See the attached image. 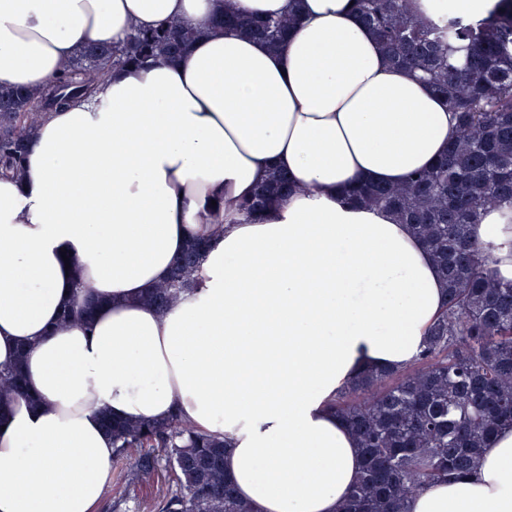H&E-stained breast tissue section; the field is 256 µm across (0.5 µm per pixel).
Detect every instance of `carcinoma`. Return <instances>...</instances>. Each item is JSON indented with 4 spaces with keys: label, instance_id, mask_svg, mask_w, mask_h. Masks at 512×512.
<instances>
[{
    "label": "carcinoma",
    "instance_id": "carcinoma-1",
    "mask_svg": "<svg viewBox=\"0 0 512 512\" xmlns=\"http://www.w3.org/2000/svg\"><path fill=\"white\" fill-rule=\"evenodd\" d=\"M359 17L389 61L419 73L455 115L448 150L417 178L400 185H362L351 199L393 212L428 247L447 285L446 310L409 367L360 374L334 404L363 458L341 512H405L425 483L462 477L477 466L491 437L512 428V280L489 269L471 227L490 208H512V0H495L479 17L433 0H356ZM296 17L255 20L231 14L218 25L279 48ZM199 36L180 23L135 29L120 46L91 43L40 95L0 87V171L24 177V159L44 114L90 98L114 67L174 60ZM291 190L272 172L246 216L273 194ZM203 261L193 240L170 278L147 300L163 310L191 290ZM22 389L20 366H0V399ZM125 477L139 482L158 456L176 489L156 512H254L224 475V439L198 433L182 417L144 424L104 418ZM131 448H145L137 458Z\"/></svg>",
    "mask_w": 512,
    "mask_h": 512
}]
</instances>
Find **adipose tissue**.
Returning <instances> with one entry per match:
<instances>
[{
	"instance_id": "adipose-tissue-1",
	"label": "adipose tissue",
	"mask_w": 512,
	"mask_h": 512,
	"mask_svg": "<svg viewBox=\"0 0 512 512\" xmlns=\"http://www.w3.org/2000/svg\"><path fill=\"white\" fill-rule=\"evenodd\" d=\"M292 9L276 51L213 28ZM172 19L201 32L179 59L109 71L91 101L45 114L24 180L0 174V364L23 376L0 410V512H97L104 416L173 413L224 437L256 512H340L361 456L332 402L364 370L410 364L445 309L410 226L346 198L407 182L452 131L351 0H0V86L43 88L88 42ZM274 169L295 191L239 214ZM195 238L196 288L145 303ZM473 238L512 280V211H486ZM409 508L512 512V429Z\"/></svg>"
}]
</instances>
